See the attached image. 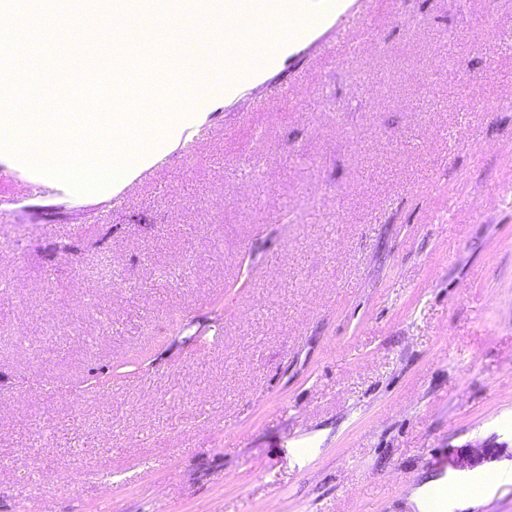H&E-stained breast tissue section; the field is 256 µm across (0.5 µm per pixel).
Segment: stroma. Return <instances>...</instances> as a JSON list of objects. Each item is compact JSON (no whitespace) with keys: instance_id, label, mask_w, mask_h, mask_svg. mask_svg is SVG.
I'll list each match as a JSON object with an SVG mask.
<instances>
[{"instance_id":"obj_1","label":"stroma","mask_w":512,"mask_h":512,"mask_svg":"<svg viewBox=\"0 0 512 512\" xmlns=\"http://www.w3.org/2000/svg\"><path fill=\"white\" fill-rule=\"evenodd\" d=\"M347 11L117 195L0 156V512H512V0Z\"/></svg>"}]
</instances>
